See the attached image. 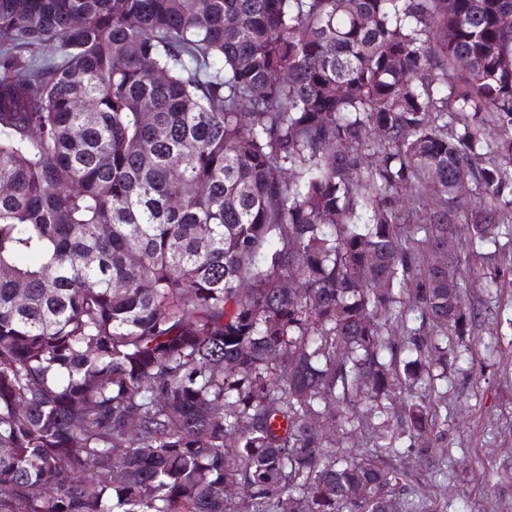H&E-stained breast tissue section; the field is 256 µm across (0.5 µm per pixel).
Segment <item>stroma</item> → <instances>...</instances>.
Wrapping results in <instances>:
<instances>
[{
	"mask_svg": "<svg viewBox=\"0 0 512 512\" xmlns=\"http://www.w3.org/2000/svg\"><path fill=\"white\" fill-rule=\"evenodd\" d=\"M466 287L486 318L437 384L448 421L393 465L421 512H512V273L498 289L474 276Z\"/></svg>",
	"mask_w": 512,
	"mask_h": 512,
	"instance_id": "1",
	"label": "stroma"
}]
</instances>
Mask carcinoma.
<instances>
[{
    "label": "carcinoma",
    "mask_w": 512,
    "mask_h": 512,
    "mask_svg": "<svg viewBox=\"0 0 512 512\" xmlns=\"http://www.w3.org/2000/svg\"><path fill=\"white\" fill-rule=\"evenodd\" d=\"M506 14L0 0V512H392L476 327L448 233L512 244Z\"/></svg>",
    "instance_id": "cac0c4a2"
}]
</instances>
